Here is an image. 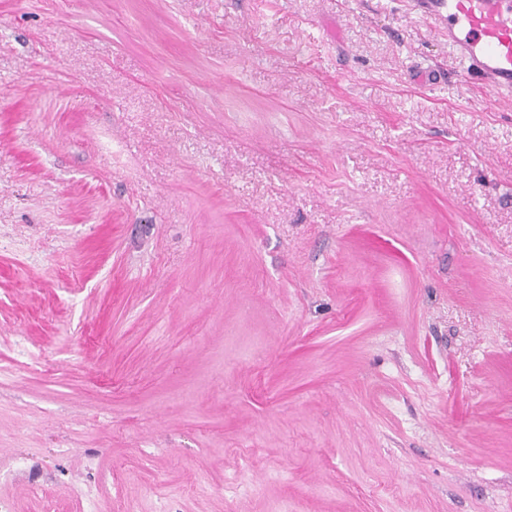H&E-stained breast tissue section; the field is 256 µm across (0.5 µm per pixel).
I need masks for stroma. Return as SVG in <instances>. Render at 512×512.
Returning <instances> with one entry per match:
<instances>
[{
	"label": "stroma",
	"mask_w": 512,
	"mask_h": 512,
	"mask_svg": "<svg viewBox=\"0 0 512 512\" xmlns=\"http://www.w3.org/2000/svg\"><path fill=\"white\" fill-rule=\"evenodd\" d=\"M0 502L512 512V100L409 0H0Z\"/></svg>",
	"instance_id": "stroma-1"
}]
</instances>
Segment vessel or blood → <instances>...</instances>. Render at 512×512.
<instances>
[{
	"mask_svg": "<svg viewBox=\"0 0 512 512\" xmlns=\"http://www.w3.org/2000/svg\"><path fill=\"white\" fill-rule=\"evenodd\" d=\"M412 9L436 31L483 91L512 96V0H412Z\"/></svg>",
	"mask_w": 512,
	"mask_h": 512,
	"instance_id": "obj_1",
	"label": "vessel or blood"
}]
</instances>
